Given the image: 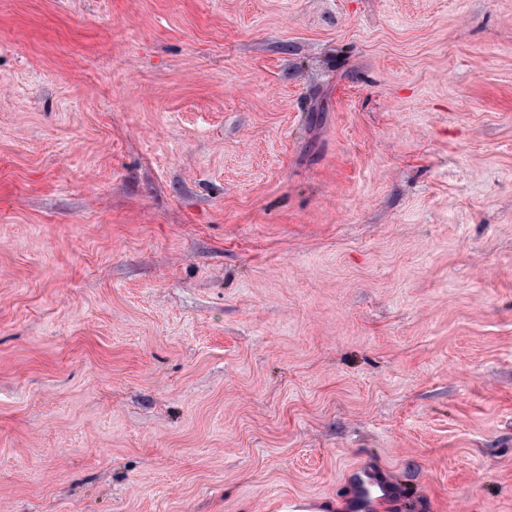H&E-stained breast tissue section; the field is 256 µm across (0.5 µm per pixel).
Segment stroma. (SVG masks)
<instances>
[{
  "instance_id": "stroma-1",
  "label": "stroma",
  "mask_w": 512,
  "mask_h": 512,
  "mask_svg": "<svg viewBox=\"0 0 512 512\" xmlns=\"http://www.w3.org/2000/svg\"><path fill=\"white\" fill-rule=\"evenodd\" d=\"M291 500L512 512V0H0V512Z\"/></svg>"
}]
</instances>
